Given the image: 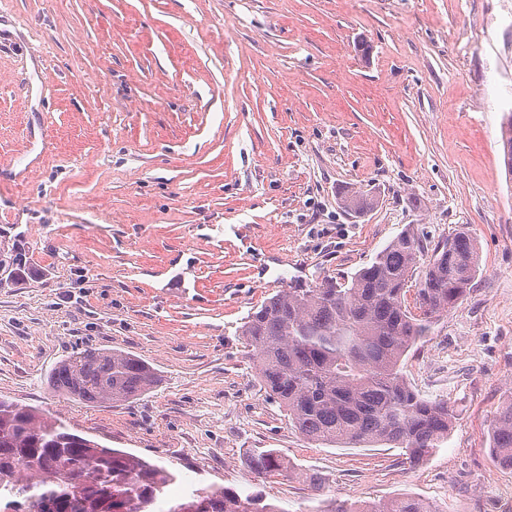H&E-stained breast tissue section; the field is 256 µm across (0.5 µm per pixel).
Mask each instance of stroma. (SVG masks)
<instances>
[{
    "label": "stroma",
    "mask_w": 512,
    "mask_h": 512,
    "mask_svg": "<svg viewBox=\"0 0 512 512\" xmlns=\"http://www.w3.org/2000/svg\"><path fill=\"white\" fill-rule=\"evenodd\" d=\"M369 46L360 53L358 43ZM512 0H0V398L281 512L321 496H418L512 512L488 425L512 388ZM374 196L360 214L338 193ZM469 231L480 272L402 362L456 410L442 448L304 439L267 400L238 330L277 290L368 265L405 228ZM84 347L137 355L131 402L53 397ZM274 448L293 477L254 476Z\"/></svg>",
    "instance_id": "1"
}]
</instances>
